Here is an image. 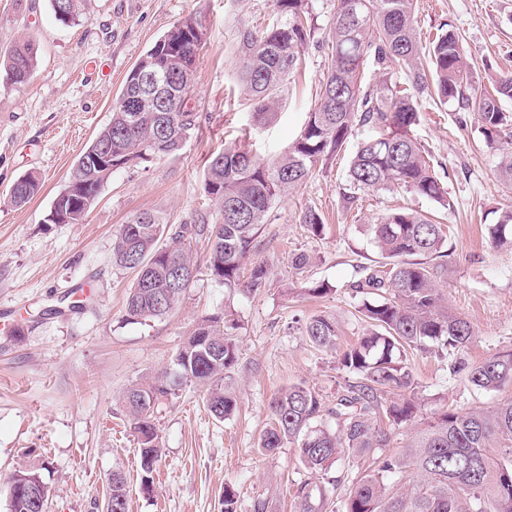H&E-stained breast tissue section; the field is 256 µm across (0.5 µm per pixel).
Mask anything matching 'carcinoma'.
I'll use <instances>...</instances> for the list:
<instances>
[{"mask_svg":"<svg viewBox=\"0 0 512 512\" xmlns=\"http://www.w3.org/2000/svg\"><path fill=\"white\" fill-rule=\"evenodd\" d=\"M84 0H51L57 21L79 20ZM306 0H277L279 18L257 32H239L242 58L240 80L253 117L270 120L299 65L311 36L302 20ZM177 35L163 34L135 65L146 75L157 63L180 53L191 65L208 38L197 16L174 24ZM385 76L374 89L362 83L367 62ZM37 63L35 41L20 40L0 56L3 83L21 85ZM400 71L403 82L387 75ZM435 79L439 100L457 101L477 113L481 133L499 154V179L512 187V146L503 135L512 127V114L501 101L512 99V75L492 81L493 92L466 95L467 63L459 36L445 24L424 46L416 37L414 0H336L332 21L331 59L319 87V102L288 150L263 161L244 145L218 152L204 173V190L219 206L222 221L200 216L191 224L171 226L156 213L143 211L121 225L112 246V263L136 272L126 297L129 321L161 319L180 303L194 282L197 261L191 244L205 241L206 268L226 288H237L240 271L274 202L297 189L318 167L341 151L353 129L370 125L379 134L360 143L350 162L349 183L356 190L405 188L429 198L445 209L452 207L448 192L431 167L426 151L412 138L419 119L414 92L429 88ZM124 85L112 107L110 122L94 138L112 151L115 161L128 154L142 160L151 155L179 151L195 127V113L186 109L193 85L171 74L167 97L137 103ZM110 175L100 174L84 150L69 169L66 185L78 190L82 205L72 222L83 219L95 204ZM40 180L32 173L12 185L8 202L23 206L38 194ZM488 228L497 246L512 245V209H498ZM382 257V269L362 267L353 284L363 300L359 313L367 323L363 335L345 349L338 348L336 321L318 315L305 332L310 342L338 357L355 375L327 409L321 395L293 385L272 399V424L260 435L257 449L272 454L285 444L308 470L331 484L329 473L341 459H370V464L349 479L339 512H512V396L493 409L466 412L445 410L417 429L402 451L388 453L391 430L416 414L415 384L407 363L408 351L433 353L450 359L449 370L465 372L478 390L499 391L512 386V352L492 355L470 364L456 357L473 340V329L462 316L442 306V278L447 270L444 225L435 215L398 211L373 225ZM269 270L251 269L244 291L266 287ZM237 324L224 313L202 318L181 346V363L150 379L136 382L123 395L130 428L139 443L142 489L152 492L153 471L160 452L159 435L152 420L155 404L193 383L207 391L206 406L217 419H228L238 408L226 379L238 361L233 334ZM43 464L20 467L11 475L7 491L11 512H46L51 487L43 480ZM410 476L405 491L400 478ZM37 492V509H22L28 488ZM106 512H128V490L123 476L112 474ZM293 512H325L322 486L304 482L292 502Z\"/></svg>","mask_w":512,"mask_h":512,"instance_id":"carcinoma-1","label":"carcinoma"}]
</instances>
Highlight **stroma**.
Segmentation results:
<instances>
[{
  "label": "stroma",
  "mask_w": 512,
  "mask_h": 512,
  "mask_svg": "<svg viewBox=\"0 0 512 512\" xmlns=\"http://www.w3.org/2000/svg\"><path fill=\"white\" fill-rule=\"evenodd\" d=\"M336 0H308L311 39L302 65L282 94L276 117L258 124L240 90L238 32L263 30L276 0H85L80 22L65 25L50 0H0V54L21 36L33 37L37 67L29 83L0 87V512H9L7 482L15 469L45 463L52 488L49 512H103L112 473L128 486V512H224V487L238 492L237 512H292V496L314 476L291 446L257 450L270 425L269 403L286 387L315 389L326 406L352 375L335 354L316 349L305 334L317 315L335 319L340 344L366 328L351 285L380 255L371 227L400 208L439 211L436 202L398 188L361 191L354 205L348 169L370 127H355L340 153L300 188L275 201L240 278L252 265L268 267L266 288L229 291L210 276L204 243H193L195 281L167 317L126 319L135 275L113 265L121 224L140 211L179 225L218 207L203 191L212 154L246 140L256 157L279 156L318 102V84L331 57ZM204 19L208 40L188 107L197 126L182 149L153 156L112 174L85 217L74 224L47 221L52 202L80 153L112 117V105L144 52L187 15ZM421 38L442 24L459 36L468 64V95L490 77L512 74V0H417ZM413 137L424 147L453 202L446 224L449 313L466 318L473 341L462 353L476 362L512 350V248L495 247L488 226L494 211L512 207V189L497 177L498 155L479 131L476 112L420 93ZM33 173L39 193L26 205H7L13 182ZM322 218V235L302 224L306 210ZM313 262L295 270L292 255ZM330 292L304 298L315 283ZM226 311L238 325L239 361L232 373L238 411L215 419L202 389L179 387L161 400L152 419L161 455L152 493L141 488L139 445L122 395L133 382L169 370L172 358L204 316ZM420 413L491 408L494 392L476 390L464 375L430 354L410 355Z\"/></svg>",
  "instance_id": "1"
}]
</instances>
